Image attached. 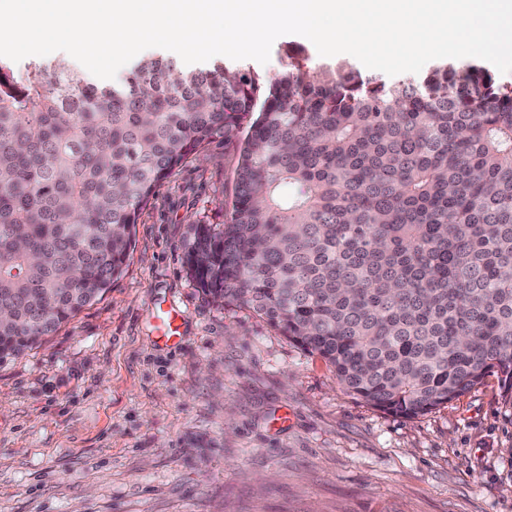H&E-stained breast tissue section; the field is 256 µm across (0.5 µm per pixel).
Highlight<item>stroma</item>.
<instances>
[{
  "label": "stroma",
  "instance_id": "stroma-1",
  "mask_svg": "<svg viewBox=\"0 0 512 512\" xmlns=\"http://www.w3.org/2000/svg\"><path fill=\"white\" fill-rule=\"evenodd\" d=\"M240 140L158 188L121 278L0 364V512H512L498 375L415 418L347 394L253 312L212 303L185 255L229 219ZM182 340L153 334L152 305ZM181 316L170 310H163L157 317V339L168 346H176L181 341Z\"/></svg>",
  "mask_w": 512,
  "mask_h": 512
}]
</instances>
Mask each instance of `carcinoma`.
Returning <instances> with one entry per match:
<instances>
[{
	"mask_svg": "<svg viewBox=\"0 0 512 512\" xmlns=\"http://www.w3.org/2000/svg\"><path fill=\"white\" fill-rule=\"evenodd\" d=\"M285 55L271 79L151 55L122 91L0 56V364L99 301L160 183L243 129L229 221L186 253L212 302L404 418L494 371L512 393V87L446 64L388 88Z\"/></svg>",
	"mask_w": 512,
	"mask_h": 512,
	"instance_id": "obj_1",
	"label": "carcinoma"
}]
</instances>
